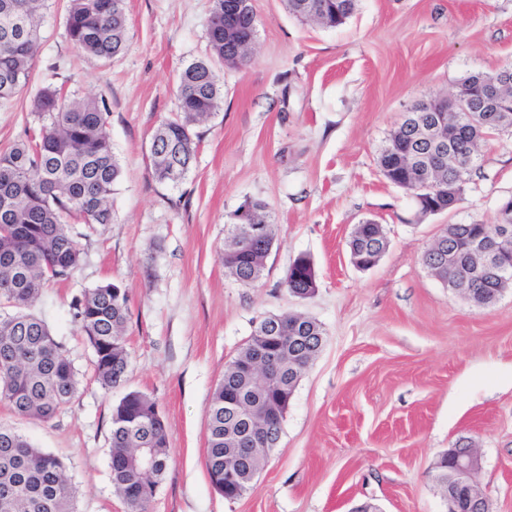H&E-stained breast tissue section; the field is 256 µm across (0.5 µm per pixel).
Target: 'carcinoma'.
<instances>
[{
  "mask_svg": "<svg viewBox=\"0 0 512 512\" xmlns=\"http://www.w3.org/2000/svg\"><path fill=\"white\" fill-rule=\"evenodd\" d=\"M339 12L313 18L325 28H336L351 16L355 0H326ZM45 0H0V102L10 101L26 82L35 57ZM66 30L72 44L83 53L110 60L126 46L127 19L123 0H69ZM211 59L194 62L179 74L178 112L162 122L151 142L156 179L162 184H178L195 159L196 128L216 114L223 101V89L216 65L224 64V0H213L208 28ZM498 72L474 71L455 87L461 107L447 113L456 134L453 153L466 162L442 171L433 190L422 192L414 183L418 154L428 145L411 140L420 135L401 119L380 150L378 164L387 169V180L409 192L418 210L437 205H456L465 192L472 170L479 160V144L494 129L485 125L483 113L471 110L469 99L484 91ZM38 126L0 154V402L15 414L50 421L75 397L77 372L57 342L47 323L31 312L46 284L70 278L84 261V252L69 229L74 219L92 231L113 222L112 194L122 169L107 133L108 112L95 96L65 100L60 89L49 84L32 102ZM258 223L265 226V239L275 240L274 219L268 205L254 201ZM233 215L224 225L220 260L226 274L245 288L256 286L264 277L266 262L251 249L234 245L237 229ZM497 225L472 222L449 224L440 238L448 242L441 256L428 247L422 256L425 266L436 272L449 289L474 288L469 295L479 307L491 305L482 298V288L498 283L486 280L470 284L466 265L467 246L474 239L491 238ZM389 246L379 223L357 225L350 236V257L364 269L375 266ZM283 285L300 297L306 288H317L313 260L298 255L288 266ZM74 321L92 348L93 366L101 387L110 391L123 385L130 367L124 341L128 321L126 289L114 282L97 285L72 299ZM304 338L292 345L282 342L289 353L313 360L325 336L323 326L308 318ZM275 342L255 327L251 337L224 370L209 403L207 468L212 484L224 483V456L230 448L228 434L238 432V423L224 413V398L249 385L242 365L256 348ZM297 381L284 370L279 384L255 390L256 398L287 412ZM156 402L131 390L112 408L109 456L112 484L127 504L129 512H149L155 490L169 466L168 431L156 415ZM139 448H152L158 464L145 474L131 463ZM10 490L12 512H76L77 490L66 475L64 463L51 453L34 447L24 436L0 426V488Z\"/></svg>",
  "mask_w": 512,
  "mask_h": 512,
  "instance_id": "obj_1",
  "label": "carcinoma"
}]
</instances>
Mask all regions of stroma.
I'll return each mask as SVG.
<instances>
[{
	"instance_id": "stroma-1",
	"label": "stroma",
	"mask_w": 512,
	"mask_h": 512,
	"mask_svg": "<svg viewBox=\"0 0 512 512\" xmlns=\"http://www.w3.org/2000/svg\"><path fill=\"white\" fill-rule=\"evenodd\" d=\"M212 0H125L127 46L111 60L83 56L66 35V0H49L29 79L0 105V152L34 126L48 83L107 105L122 176L106 230L73 225L84 263L47 285L34 310L67 351L80 385L55 419L22 418L0 403V424L59 457L78 490L77 512H127L115 493L112 407L124 390L158 405L170 465L150 512H446L436 464L459 440L478 448L477 482L493 512H512V289L478 308L445 288L422 254L445 225L494 223L512 197V135L487 137L464 199L419 215L382 175L377 156L401 115L445 95L470 72L512 63V0H356L322 28L285 0H254L255 48L227 67L224 100L199 125L191 171L177 187L153 173L150 141L176 110L177 75L210 55ZM269 203L277 241L257 287L226 275L224 224L245 200ZM382 224L389 247L356 268L355 224ZM318 289L283 287L300 254ZM113 281L129 296L123 388L104 392L70 304ZM301 312L324 346L298 382L257 487L225 499L207 470L210 397L263 317Z\"/></svg>"
}]
</instances>
